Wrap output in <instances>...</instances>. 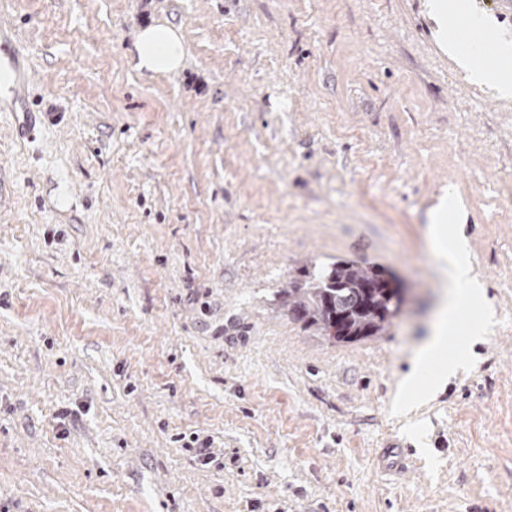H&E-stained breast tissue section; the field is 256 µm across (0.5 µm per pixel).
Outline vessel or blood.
<instances>
[{
    "label": "vessel or blood",
    "mask_w": 512,
    "mask_h": 512,
    "mask_svg": "<svg viewBox=\"0 0 512 512\" xmlns=\"http://www.w3.org/2000/svg\"><path fill=\"white\" fill-rule=\"evenodd\" d=\"M31 78L27 56L21 51L13 29L0 23V111L29 116L32 108L26 90Z\"/></svg>",
    "instance_id": "1"
}]
</instances>
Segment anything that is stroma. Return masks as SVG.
Returning <instances> with one entry per match:
<instances>
[{
	"instance_id": "1",
	"label": "stroma",
	"mask_w": 512,
	"mask_h": 512,
	"mask_svg": "<svg viewBox=\"0 0 512 512\" xmlns=\"http://www.w3.org/2000/svg\"><path fill=\"white\" fill-rule=\"evenodd\" d=\"M428 2L0 0L34 109L0 112V512H512V99ZM450 2L465 53L512 42L501 0ZM154 22L175 73L134 66ZM451 189L498 324L423 415L436 474L386 471ZM339 260L405 288L383 335L284 305ZM135 66L153 74L178 70L183 62V36L168 25H151L135 36Z\"/></svg>"
}]
</instances>
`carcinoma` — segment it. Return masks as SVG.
<instances>
[{"label":"carcinoma","mask_w":512,"mask_h":512,"mask_svg":"<svg viewBox=\"0 0 512 512\" xmlns=\"http://www.w3.org/2000/svg\"><path fill=\"white\" fill-rule=\"evenodd\" d=\"M282 295L297 320L334 342L381 336L396 315L385 272L346 261L313 268Z\"/></svg>","instance_id":"obj_1"}]
</instances>
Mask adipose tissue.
Wrapping results in <instances>:
<instances>
[{"instance_id": "adipose-tissue-1", "label": "adipose tissue", "mask_w": 512, "mask_h": 512, "mask_svg": "<svg viewBox=\"0 0 512 512\" xmlns=\"http://www.w3.org/2000/svg\"><path fill=\"white\" fill-rule=\"evenodd\" d=\"M134 48L136 68L153 74L178 70L183 62V37L168 25H152L139 30Z\"/></svg>"}]
</instances>
